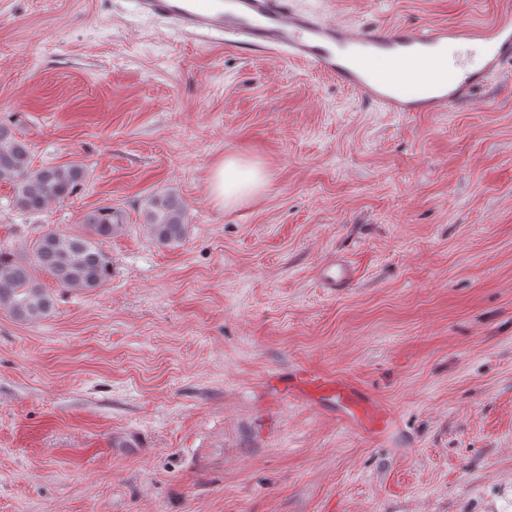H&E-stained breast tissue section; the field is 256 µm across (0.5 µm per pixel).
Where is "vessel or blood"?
Returning <instances> with one entry per match:
<instances>
[{"label": "vessel or blood", "instance_id": "vessel-or-blood-1", "mask_svg": "<svg viewBox=\"0 0 512 512\" xmlns=\"http://www.w3.org/2000/svg\"><path fill=\"white\" fill-rule=\"evenodd\" d=\"M139 13L170 22L192 36H220L247 52L279 53L336 79L361 101L387 112H449L469 102L490 77L512 65V0H498L486 22L356 30L299 9L294 0H135ZM475 42L484 49L478 66L460 62L447 70L449 44ZM322 287H351L355 269L344 258L321 263ZM290 393L334 400L344 422L384 437L394 421L373 397L345 381L301 373Z\"/></svg>", "mask_w": 512, "mask_h": 512}]
</instances>
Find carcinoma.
Instances as JSON below:
<instances>
[{
  "label": "carcinoma",
  "mask_w": 512,
  "mask_h": 512,
  "mask_svg": "<svg viewBox=\"0 0 512 512\" xmlns=\"http://www.w3.org/2000/svg\"><path fill=\"white\" fill-rule=\"evenodd\" d=\"M86 175L85 167L76 162L31 168L28 143L16 136L14 125L0 121V183L12 188V208L41 215L51 203L76 193ZM80 224V233L44 232L32 243L26 260L0 249V305L15 319L36 322L53 310L54 300L36 276L39 270L73 291H91L111 281L112 261L103 244L126 224L124 214L100 206L84 213ZM143 226L162 246L182 243L189 230L182 198L171 191L151 196L143 209Z\"/></svg>",
  "instance_id": "1"
}]
</instances>
